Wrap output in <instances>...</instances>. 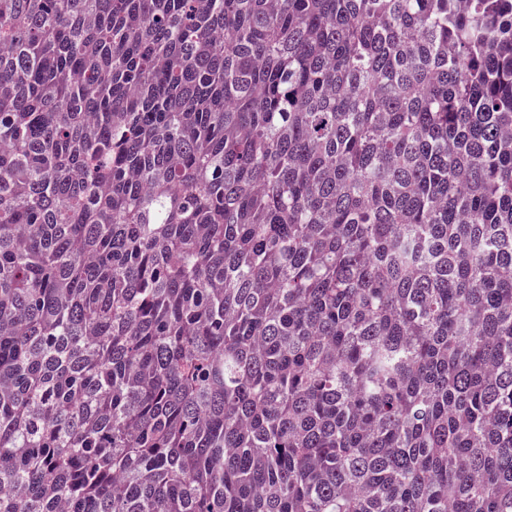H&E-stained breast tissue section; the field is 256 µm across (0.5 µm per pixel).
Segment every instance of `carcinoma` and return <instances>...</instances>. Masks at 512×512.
<instances>
[{
  "mask_svg": "<svg viewBox=\"0 0 512 512\" xmlns=\"http://www.w3.org/2000/svg\"><path fill=\"white\" fill-rule=\"evenodd\" d=\"M0 512H512V0H0Z\"/></svg>",
  "mask_w": 512,
  "mask_h": 512,
  "instance_id": "cac0c4a2",
  "label": "carcinoma"
}]
</instances>
